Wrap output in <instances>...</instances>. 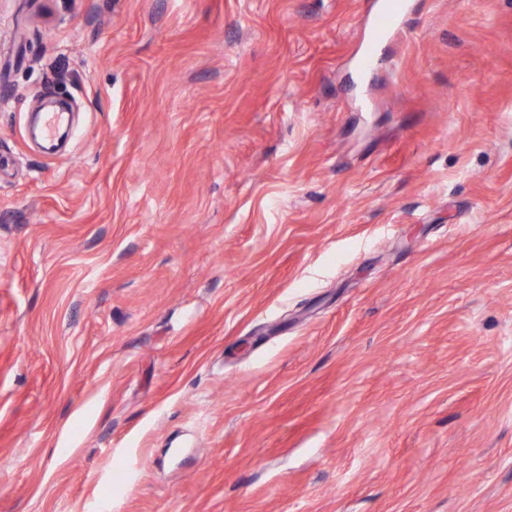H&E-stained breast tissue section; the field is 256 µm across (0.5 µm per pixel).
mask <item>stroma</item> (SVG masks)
Returning a JSON list of instances; mask_svg holds the SVG:
<instances>
[{
  "label": "stroma",
  "mask_w": 512,
  "mask_h": 512,
  "mask_svg": "<svg viewBox=\"0 0 512 512\" xmlns=\"http://www.w3.org/2000/svg\"><path fill=\"white\" fill-rule=\"evenodd\" d=\"M372 2L0 0V512H512V0ZM410 13V1L376 0L368 18L366 43L358 60L361 71L369 73L381 64L383 47L403 32Z\"/></svg>",
  "instance_id": "stroma-1"
}]
</instances>
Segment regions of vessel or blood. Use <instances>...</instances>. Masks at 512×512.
Instances as JSON below:
<instances>
[{"label": "vessel or blood", "instance_id": "b4317fda", "mask_svg": "<svg viewBox=\"0 0 512 512\" xmlns=\"http://www.w3.org/2000/svg\"><path fill=\"white\" fill-rule=\"evenodd\" d=\"M410 12V0H376L368 18L366 43L358 60L361 71L368 73L380 65L384 46L403 32Z\"/></svg>", "mask_w": 512, "mask_h": 512}]
</instances>
